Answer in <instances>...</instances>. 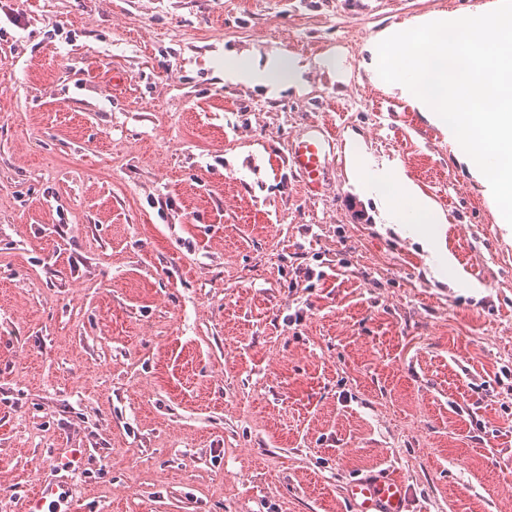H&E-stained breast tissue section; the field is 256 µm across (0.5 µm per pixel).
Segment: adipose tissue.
Masks as SVG:
<instances>
[{"label": "adipose tissue", "instance_id": "adipose-tissue-1", "mask_svg": "<svg viewBox=\"0 0 512 512\" xmlns=\"http://www.w3.org/2000/svg\"><path fill=\"white\" fill-rule=\"evenodd\" d=\"M303 71L299 58L281 52L269 54L261 66L237 60L229 53L224 56V79L235 85L275 87L279 84V75L284 73L288 76L289 85L297 86L301 83ZM386 184L391 187L393 197L408 201V210L416 223H443L444 218L437 214L434 202L420 192L404 171L398 170L388 175Z\"/></svg>", "mask_w": 512, "mask_h": 512}]
</instances>
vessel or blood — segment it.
<instances>
[{
	"instance_id": "obj_1",
	"label": "vessel or blood",
	"mask_w": 512,
	"mask_h": 512,
	"mask_svg": "<svg viewBox=\"0 0 512 512\" xmlns=\"http://www.w3.org/2000/svg\"><path fill=\"white\" fill-rule=\"evenodd\" d=\"M329 148V139L320 131L297 134L290 144V165L299 174L302 190L309 198H318L326 190ZM69 495L66 481L38 480L36 491L27 500L26 512H61L60 505ZM345 499L352 512L413 510L405 480L391 472L351 479L345 487Z\"/></svg>"
}]
</instances>
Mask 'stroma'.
<instances>
[{
  "instance_id": "stroma-1",
  "label": "stroma",
  "mask_w": 512,
  "mask_h": 512,
  "mask_svg": "<svg viewBox=\"0 0 512 512\" xmlns=\"http://www.w3.org/2000/svg\"><path fill=\"white\" fill-rule=\"evenodd\" d=\"M486 0H0V512H512V226L454 140L375 86L378 31ZM307 66L224 80V53ZM329 129L303 195L298 133ZM447 221L387 223L346 148ZM288 70L289 86H302L301 75L305 66L301 65L300 58L288 53L275 52L268 55L263 67L258 64L245 63L237 60L230 53L224 54V80L235 85L254 87L257 85L282 87L278 80L279 75ZM330 145L321 130L314 134L299 133L291 141L289 162L299 174L302 191L309 198H318L326 190ZM45 469L38 474L37 489L27 499V512H66L61 511L60 504L70 496L68 483L62 480H45ZM352 512H412L413 499L405 480L388 472L355 477L345 487Z\"/></svg>"
}]
</instances>
